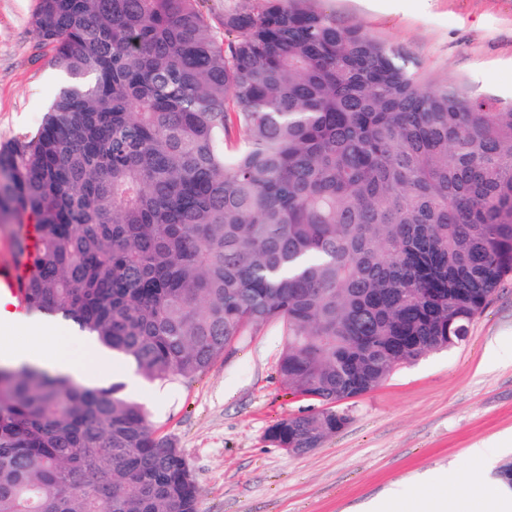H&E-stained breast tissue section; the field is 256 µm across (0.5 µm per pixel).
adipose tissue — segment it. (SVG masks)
Wrapping results in <instances>:
<instances>
[{"label":"adipose tissue","instance_id":"adipose-tissue-1","mask_svg":"<svg viewBox=\"0 0 512 512\" xmlns=\"http://www.w3.org/2000/svg\"><path fill=\"white\" fill-rule=\"evenodd\" d=\"M12 325L28 336L29 344L25 347L13 343L0 345V362L37 365L69 376L78 383L92 388H103L108 385V378L98 375L92 365L111 360L112 355L100 346L95 337L86 333L79 336L80 342L91 356L90 361L83 362L72 359L61 351L60 345L66 342L67 337L59 317L38 314L14 319Z\"/></svg>","mask_w":512,"mask_h":512}]
</instances>
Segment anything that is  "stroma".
<instances>
[{
	"mask_svg": "<svg viewBox=\"0 0 512 512\" xmlns=\"http://www.w3.org/2000/svg\"><path fill=\"white\" fill-rule=\"evenodd\" d=\"M37 0H0V147L40 127L56 73L31 23ZM345 26L417 59L425 80L512 102V0H314ZM282 330L245 332L201 377L137 383L158 435L181 449L198 512H355L389 492L406 502L448 481L496 486L512 463V279L495 290L465 342L400 365L343 401L350 421L318 447L271 446L269 427L312 408L277 375ZM487 443L488 461L468 454ZM430 472L433 483H416Z\"/></svg>",
	"mask_w": 512,
	"mask_h": 512,
	"instance_id": "35a3bbf8",
	"label": "stroma"
}]
</instances>
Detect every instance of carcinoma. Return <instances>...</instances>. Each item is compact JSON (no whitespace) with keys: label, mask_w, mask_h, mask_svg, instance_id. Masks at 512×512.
Masks as SVG:
<instances>
[{"label":"carcinoma","mask_w":512,"mask_h":512,"mask_svg":"<svg viewBox=\"0 0 512 512\" xmlns=\"http://www.w3.org/2000/svg\"><path fill=\"white\" fill-rule=\"evenodd\" d=\"M65 76L0 148V213L29 311L97 337L148 383L205 373L282 325L277 374L321 407L273 424L316 448L336 404L462 344L512 277V103L307 0H38ZM37 244L26 245L27 226ZM175 442L124 384L0 366V512H197ZM239 0H203L200 9L213 27H220L224 19V11L232 10L239 5Z\"/></svg>","instance_id":"carcinoma-1"}]
</instances>
